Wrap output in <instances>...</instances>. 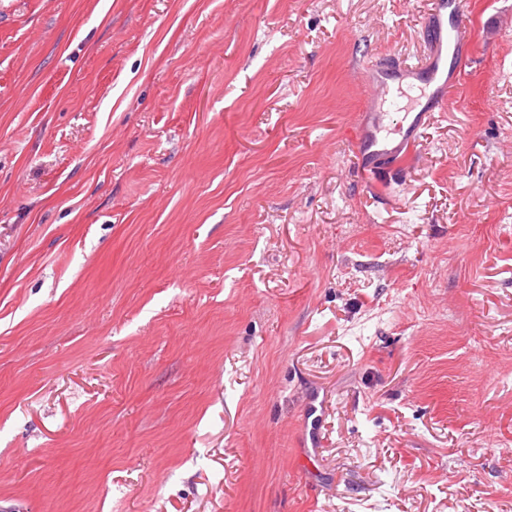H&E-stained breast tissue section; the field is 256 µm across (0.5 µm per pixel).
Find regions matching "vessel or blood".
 Segmentation results:
<instances>
[{"mask_svg": "<svg viewBox=\"0 0 512 512\" xmlns=\"http://www.w3.org/2000/svg\"><path fill=\"white\" fill-rule=\"evenodd\" d=\"M460 16L461 0H433L426 17L433 50L423 64L401 69L402 74L438 85L440 94L425 111H393L388 86L392 73L366 70L364 83L369 90L368 100L377 104L378 109L371 115L370 128L359 132L360 146L364 155L370 158L364 168L365 173L372 174L386 166L407 162L420 130L431 123L436 113L445 111L449 106L451 93L457 88L468 65L461 47L469 41L470 32Z\"/></svg>", "mask_w": 512, "mask_h": 512, "instance_id": "1", "label": "vessel or blood"}]
</instances>
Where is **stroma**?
I'll return each instance as SVG.
<instances>
[{
	"instance_id": "1",
	"label": "stroma",
	"mask_w": 512,
	"mask_h": 512,
	"mask_svg": "<svg viewBox=\"0 0 512 512\" xmlns=\"http://www.w3.org/2000/svg\"><path fill=\"white\" fill-rule=\"evenodd\" d=\"M430 0H0V512H512V0L413 161ZM426 17V27L430 33L433 51L426 61L417 66L399 67L395 71L375 70L368 67L364 83L369 90L368 101L379 105L378 111L371 113L369 130L359 128V143L363 156L371 161L362 168L372 174L392 165H402L411 158V149L418 141L419 131L435 118V112H444L451 103V92L457 89L466 67L467 55L461 46L470 40V32L462 23L461 0H432ZM412 75L425 84H438L441 89L430 108L424 112H394L391 107L388 81L395 73ZM400 124V139L391 136L390 127ZM407 126L406 129L403 127Z\"/></svg>"
}]
</instances>
